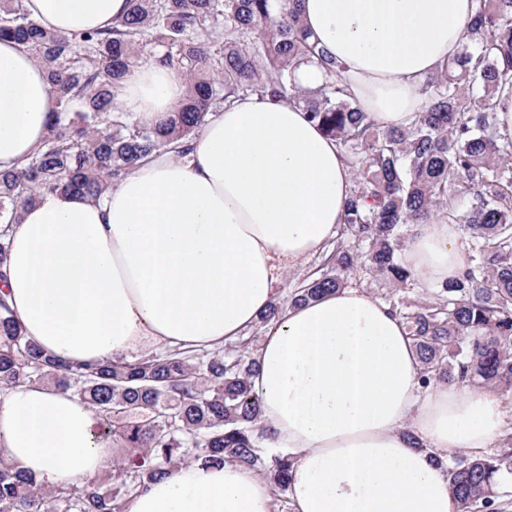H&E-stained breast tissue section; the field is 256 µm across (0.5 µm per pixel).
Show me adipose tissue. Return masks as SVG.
I'll list each match as a JSON object with an SVG mask.
<instances>
[{
	"label": "adipose tissue",
	"instance_id": "obj_1",
	"mask_svg": "<svg viewBox=\"0 0 512 512\" xmlns=\"http://www.w3.org/2000/svg\"><path fill=\"white\" fill-rule=\"evenodd\" d=\"M47 30L106 29L127 0H25ZM472 0H303L304 23L347 70L380 129L410 126L418 89L457 54ZM186 93L177 67L144 63L119 106L169 118ZM56 94L30 51L0 40V171L42 142ZM353 183L336 143L303 107L234 99L180 143L136 162L102 201L45 192L10 229L6 299L47 354L97 364L163 345L212 350L238 340L288 268L334 238ZM405 265L434 288L467 264L461 231L418 224ZM266 447L293 458L292 512H456L437 459L486 453L505 424L501 397L459 383L422 386L401 320L346 287L269 322L254 354ZM96 412L45 386L0 393V456L51 486L112 463ZM127 512H272L268 483L233 463L182 466Z\"/></svg>",
	"mask_w": 512,
	"mask_h": 512
}]
</instances>
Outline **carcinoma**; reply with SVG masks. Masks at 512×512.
I'll return each mask as SVG.
<instances>
[{
    "mask_svg": "<svg viewBox=\"0 0 512 512\" xmlns=\"http://www.w3.org/2000/svg\"><path fill=\"white\" fill-rule=\"evenodd\" d=\"M112 29L70 36L43 30L23 0H0V38L24 45L57 93L47 136L20 169L0 171V267L22 207L44 192L97 200L137 161L174 140L195 139L231 97L261 95L303 106L355 171L343 222L323 264L259 320L269 321L345 287L363 267L405 290L415 277L399 251L412 225L442 211L460 226L465 269L430 298L383 300L411 337L424 387L458 382L512 392V140L498 133L496 100L512 93V0H473L456 56L421 88L426 104L406 128L380 130L349 93L344 67L310 39L299 0H128ZM224 26V44L208 37ZM151 58L187 77L182 106L147 125L115 105L118 82ZM323 73L314 89L294 73ZM253 337L227 351L166 350L134 361L72 365L30 340L0 296V389L45 385L101 418L118 456L84 485L49 486L0 456V512H125L131 497L185 463H234L288 488L291 456L262 446V402L252 387ZM457 512L493 510L512 449L453 455L444 464Z\"/></svg>",
    "mask_w": 512,
    "mask_h": 512,
    "instance_id": "carcinoma-1",
    "label": "carcinoma"
}]
</instances>
